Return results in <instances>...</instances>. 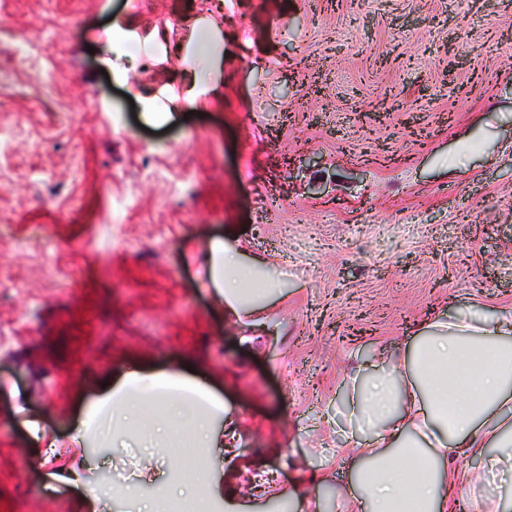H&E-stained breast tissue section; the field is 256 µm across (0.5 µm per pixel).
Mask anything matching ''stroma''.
<instances>
[{
	"label": "stroma",
	"mask_w": 512,
	"mask_h": 512,
	"mask_svg": "<svg viewBox=\"0 0 512 512\" xmlns=\"http://www.w3.org/2000/svg\"><path fill=\"white\" fill-rule=\"evenodd\" d=\"M0 512H290L352 490L348 374L512 308V0H0ZM218 26L208 41L204 26ZM120 50L123 77L105 78ZM220 95L184 104L206 54ZM158 109L145 111L143 97ZM267 282L224 317L215 243ZM188 380L226 462L97 439L104 383ZM65 457L27 459L49 444Z\"/></svg>",
	"instance_id": "stroma-1"
}]
</instances>
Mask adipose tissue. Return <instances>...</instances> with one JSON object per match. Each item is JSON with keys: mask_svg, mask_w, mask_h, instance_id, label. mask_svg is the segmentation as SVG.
I'll return each instance as SVG.
<instances>
[{"mask_svg": "<svg viewBox=\"0 0 512 512\" xmlns=\"http://www.w3.org/2000/svg\"><path fill=\"white\" fill-rule=\"evenodd\" d=\"M224 270L219 285L228 312H247L258 292L235 251L215 244ZM384 374L350 379L347 408L362 432L351 468L349 503L355 512H463L459 489L476 480L463 460L500 476L502 492L484 512H512V311L492 328L472 318L431 321ZM112 415L113 437L123 436L140 411H156V444L176 438L191 448L214 442L221 401L172 376L127 373L101 398ZM480 471V472H481Z\"/></svg>", "mask_w": 512, "mask_h": 512, "instance_id": "obj_1", "label": "adipose tissue"}]
</instances>
